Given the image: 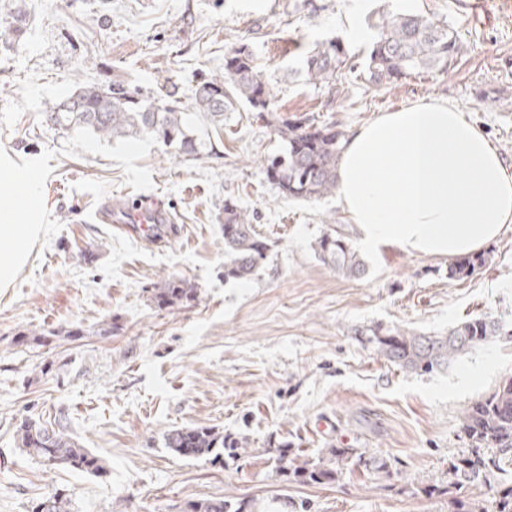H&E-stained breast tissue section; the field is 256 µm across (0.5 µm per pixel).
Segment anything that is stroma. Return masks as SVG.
Listing matches in <instances>:
<instances>
[{
  "instance_id": "obj_1",
  "label": "stroma",
  "mask_w": 512,
  "mask_h": 512,
  "mask_svg": "<svg viewBox=\"0 0 512 512\" xmlns=\"http://www.w3.org/2000/svg\"><path fill=\"white\" fill-rule=\"evenodd\" d=\"M0 0V25L25 32L0 46V151L41 166L46 229L15 284L0 291V512H32L60 488L72 512H180L194 498H245L267 506L282 484L269 448L316 453L367 449L390 476L344 475L330 486H291L308 512H448L447 496L403 494L447 481L468 442L462 410L512 375V230L486 247L473 277L448 276V259L362 251L367 273L345 277L313 250L322 234L353 226L337 195L279 194L263 160L280 140L246 105L215 134L196 113L197 74L224 68L247 45L274 87L278 115L336 121L344 133L419 101L445 99L480 127L512 166V5L487 0ZM451 24L470 53L448 73L425 71L388 87L339 76L329 102L301 59L331 39L364 58L386 11ZM124 78L147 97L178 87L196 135L211 144L186 160L151 138L106 141L64 134L44 112L77 84ZM155 199L173 218L153 239L96 217L108 202ZM253 215L272 249L246 282L224 279L225 199ZM186 280L194 301L153 300L163 278ZM489 316L500 334L448 369L415 374L384 364L355 331L381 326L444 333ZM111 335H100L106 324ZM80 327L70 341L18 345L25 329ZM50 372H43V365ZM65 415L83 447L109 469L99 479L52 470L15 440L21 419ZM214 425L247 438L249 453L223 466L170 452L166 432Z\"/></svg>"
}]
</instances>
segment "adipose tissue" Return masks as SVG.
Here are the masks:
<instances>
[{
  "instance_id": "obj_1",
  "label": "adipose tissue",
  "mask_w": 512,
  "mask_h": 512,
  "mask_svg": "<svg viewBox=\"0 0 512 512\" xmlns=\"http://www.w3.org/2000/svg\"><path fill=\"white\" fill-rule=\"evenodd\" d=\"M338 193L360 246L437 257L476 253L512 229V166L455 105L422 101L355 128ZM36 163L0 157V288L41 236Z\"/></svg>"
}]
</instances>
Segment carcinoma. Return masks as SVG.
<instances>
[{"instance_id": "1", "label": "carcinoma", "mask_w": 512, "mask_h": 512, "mask_svg": "<svg viewBox=\"0 0 512 512\" xmlns=\"http://www.w3.org/2000/svg\"><path fill=\"white\" fill-rule=\"evenodd\" d=\"M375 37L363 63L365 80L375 87L394 85L423 70L448 72L452 63L468 53V45L447 23L422 13L387 12L374 26ZM22 21L0 26V45L21 37ZM307 80L336 95V78L355 69L353 56L338 40H330L302 60ZM195 107L215 130L224 126V112L239 101L255 112L272 114L269 125L283 142L275 155L265 160L266 174L279 193L292 199L317 200L336 192V169L343 148V132L336 124L314 125L309 119L275 114V97L259 71L248 47L242 45L224 54V72L202 78L194 93ZM45 120L65 131L87 132L108 141L117 138L150 137L183 158H195L205 148L195 136L172 91L151 100L125 79L79 84L63 101L48 107ZM320 260L349 278L367 272L362 257L338 231L325 233L314 243ZM270 251L269 240L255 229L249 215L234 200H224V279L248 281L258 272ZM488 258H461L448 267V277L463 280L485 267ZM196 288L185 280L170 278L154 294L158 306L173 308L195 300ZM500 334L490 317L466 318L445 334L425 335L410 329L379 326L366 341L385 363L410 373L443 370L461 355L485 345ZM71 340L83 330H30L19 333V341L44 345L52 336ZM470 448L448 461V512H512V486L501 474L512 466V376L480 400L466 406L460 417ZM18 448L45 467H66L101 477L107 466L102 457L80 445L67 419L51 421L25 418L16 427ZM249 441L234 437L213 425L172 428L164 436V447L189 457H210L213 462H235L248 454ZM275 463L283 488L292 485H333L354 466L367 475H390L389 461L354 448H329L313 457L288 445L275 449ZM465 485L486 489V499L464 498L455 491ZM71 500L53 490L32 512H71ZM183 512H256V502L245 499L201 498L185 503Z\"/></svg>"}]
</instances>
